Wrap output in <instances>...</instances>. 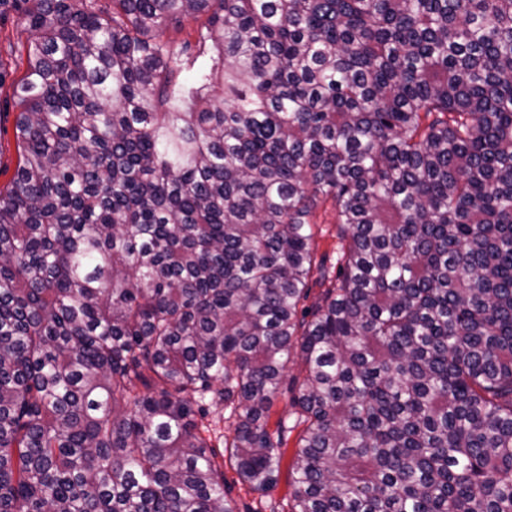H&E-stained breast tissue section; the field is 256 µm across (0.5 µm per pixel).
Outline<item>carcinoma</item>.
Wrapping results in <instances>:
<instances>
[{
  "instance_id": "obj_1",
  "label": "carcinoma",
  "mask_w": 512,
  "mask_h": 512,
  "mask_svg": "<svg viewBox=\"0 0 512 512\" xmlns=\"http://www.w3.org/2000/svg\"><path fill=\"white\" fill-rule=\"evenodd\" d=\"M111 4L0 0V512H235L219 406L288 512H512V0ZM0 10V188H3L13 177L19 161L15 124L20 109L16 104L15 85L24 73L29 34L13 11ZM199 25V21L193 19L186 20L183 22L182 26L170 27L166 31L165 37L172 42L175 47H180L185 41H189L193 45L198 38ZM314 221L319 227L316 237L318 256L326 255L335 261L336 245L338 242L336 237V212L330 203L320 206L317 209ZM228 415L229 410H218L212 412L208 419L210 421H219L215 428L223 437L219 443L213 438V444L216 446L215 450L218 453L216 461L224 470V484L231 489L229 497L233 501L236 512H287L288 501L291 500L293 492L288 472L297 450L299 430L296 429L288 434L287 448H282L283 456L276 487L269 493L262 495L240 483L234 464L229 459V453L225 451L224 439L231 440L232 438V430L229 427V422L225 419ZM221 452L224 454V458Z\"/></svg>"
}]
</instances>
